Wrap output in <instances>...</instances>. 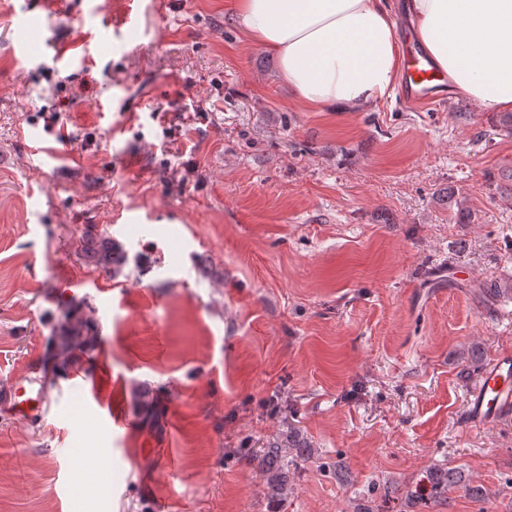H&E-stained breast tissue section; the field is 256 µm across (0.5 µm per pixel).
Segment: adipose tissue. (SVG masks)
Masks as SVG:
<instances>
[{"mask_svg": "<svg viewBox=\"0 0 512 512\" xmlns=\"http://www.w3.org/2000/svg\"><path fill=\"white\" fill-rule=\"evenodd\" d=\"M234 7L308 105L356 112L392 97L401 47L388 0H235ZM401 8L451 93L512 111V0H404Z\"/></svg>", "mask_w": 512, "mask_h": 512, "instance_id": "obj_1", "label": "adipose tissue"}]
</instances>
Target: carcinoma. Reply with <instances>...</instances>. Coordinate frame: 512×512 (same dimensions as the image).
Returning <instances> with one entry per match:
<instances>
[{"label":"carcinoma","instance_id":"obj_1","mask_svg":"<svg viewBox=\"0 0 512 512\" xmlns=\"http://www.w3.org/2000/svg\"><path fill=\"white\" fill-rule=\"evenodd\" d=\"M80 255L84 262L106 275L116 278L124 273L128 263L127 252L123 245L110 238H96L86 231L80 240ZM476 291L484 298L487 305L492 306L501 298L512 295V288H487L480 284ZM95 324L85 316L84 303L69 302L61 308L60 316L53 329L55 340L54 361L43 365L45 376H53L58 369L74 366L84 360H92L94 352ZM135 398L140 410V423L149 426L155 422L158 415L152 408L151 401L142 391L135 392ZM428 483H416L415 489L408 496L417 501H427L439 494L455 489H461L465 494L474 497H484L486 493L479 486L469 484L461 472L451 468L437 470L426 475Z\"/></svg>","mask_w":512,"mask_h":512}]
</instances>
